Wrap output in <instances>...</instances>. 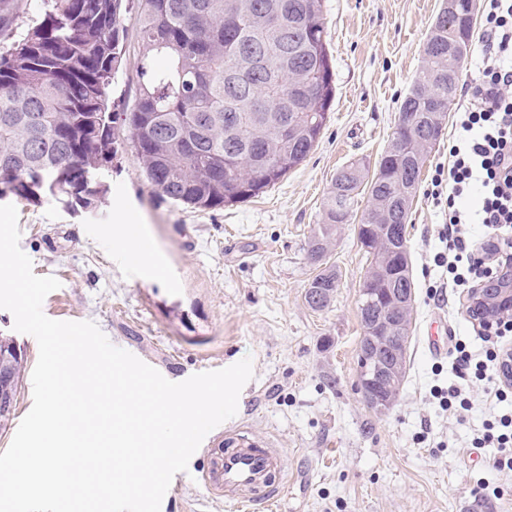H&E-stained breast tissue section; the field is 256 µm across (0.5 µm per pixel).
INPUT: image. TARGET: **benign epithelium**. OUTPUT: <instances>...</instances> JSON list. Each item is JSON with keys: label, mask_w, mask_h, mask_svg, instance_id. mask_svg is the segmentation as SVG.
<instances>
[{"label": "benign epithelium", "mask_w": 512, "mask_h": 512, "mask_svg": "<svg viewBox=\"0 0 512 512\" xmlns=\"http://www.w3.org/2000/svg\"><path fill=\"white\" fill-rule=\"evenodd\" d=\"M494 284L501 289V296L495 301L486 299L484 288L480 284L472 289L468 304L485 305L487 314L480 324L487 325L499 317L512 312V267L500 269ZM365 308L377 309L375 323L371 329L383 332L381 336L367 337L370 351L365 354L360 369V386L364 396L374 410L386 412L396 400L401 377L402 366L400 352L405 348L404 322L399 314L404 313L413 304V296L405 293L388 291V297L378 300L367 288L363 289Z\"/></svg>", "instance_id": "7a95c632"}]
</instances>
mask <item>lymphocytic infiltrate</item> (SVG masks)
<instances>
[{
    "instance_id": "1",
    "label": "lymphocytic infiltrate",
    "mask_w": 512,
    "mask_h": 512,
    "mask_svg": "<svg viewBox=\"0 0 512 512\" xmlns=\"http://www.w3.org/2000/svg\"><path fill=\"white\" fill-rule=\"evenodd\" d=\"M484 18L472 98L458 112L448 164L437 167L431 190L433 200L448 208V223L439 234L445 249L434 261L447 266L457 286L491 279L512 262V0H486ZM474 193L480 201L472 208L467 201ZM469 224L486 228V241L468 234ZM454 352L460 385L433 391L443 409L470 410L463 384L471 379L482 381L497 401L512 400V385L498 376L500 347H487L479 362L463 343H456ZM473 445L494 449L493 469L512 471V413L488 423Z\"/></svg>"
}]
</instances>
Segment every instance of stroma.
<instances>
[{"label": "stroma", "instance_id": "1", "mask_svg": "<svg viewBox=\"0 0 512 512\" xmlns=\"http://www.w3.org/2000/svg\"><path fill=\"white\" fill-rule=\"evenodd\" d=\"M442 0H323L336 96L309 156L264 195L220 210L187 209L153 194L131 151L104 171L98 209L16 201L20 247L38 276L59 279L43 302L46 316L95 322L109 341L181 382L251 358L235 417L222 423L170 485L161 512H227L205 477L208 449L236 432L286 452L281 512H512V472L489 465L491 448L472 440L502 408L480 383L471 411L443 410L430 390L455 379L452 352L433 355L430 321L475 357L489 342L466 312L468 291L429 286L444 271L433 263L447 211L433 203L431 180L448 162L453 125L426 161L407 226L414 281L406 373L393 406L378 413L358 388L363 336L359 286L371 258L354 225H340L322 264L309 241L322 221L336 171L374 164L389 144L400 102L423 60ZM125 65L112 97L121 112L138 97V42L128 34ZM137 224L150 245L140 264L127 260L121 227ZM335 268L331 304L311 309L304 294L319 266ZM486 479L503 489L489 500Z\"/></svg>", "mask_w": 512, "mask_h": 512}]
</instances>
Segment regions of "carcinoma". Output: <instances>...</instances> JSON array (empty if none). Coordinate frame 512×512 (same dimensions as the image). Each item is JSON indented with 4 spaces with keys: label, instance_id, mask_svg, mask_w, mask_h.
Instances as JSON below:
<instances>
[{
    "label": "carcinoma",
    "instance_id": "obj_1",
    "mask_svg": "<svg viewBox=\"0 0 512 512\" xmlns=\"http://www.w3.org/2000/svg\"><path fill=\"white\" fill-rule=\"evenodd\" d=\"M477 0L443 2L399 116L419 128L394 131L374 171L352 162L336 172L322 224L309 243L322 260L362 192L369 205L357 236L383 275L360 288L414 292L407 224L421 170L448 122L471 48ZM0 0V196L95 209L108 188L103 170L125 142L151 190L197 210L265 193L313 150L336 93L323 0ZM138 34L139 97L112 110L128 26ZM455 54L448 78V52ZM386 224L377 237L371 227ZM338 287L321 268L305 291L314 310ZM17 391L26 354L0 336Z\"/></svg>",
    "mask_w": 512,
    "mask_h": 512
}]
</instances>
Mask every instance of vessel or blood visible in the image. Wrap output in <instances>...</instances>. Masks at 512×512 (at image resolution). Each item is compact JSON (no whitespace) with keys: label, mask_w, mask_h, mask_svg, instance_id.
Instances as JSON below:
<instances>
[{"label":"vessel or blood","mask_w":512,"mask_h":512,"mask_svg":"<svg viewBox=\"0 0 512 512\" xmlns=\"http://www.w3.org/2000/svg\"><path fill=\"white\" fill-rule=\"evenodd\" d=\"M211 455L207 481L223 493L231 512H275L286 492L283 449L233 434Z\"/></svg>","instance_id":"1"}]
</instances>
